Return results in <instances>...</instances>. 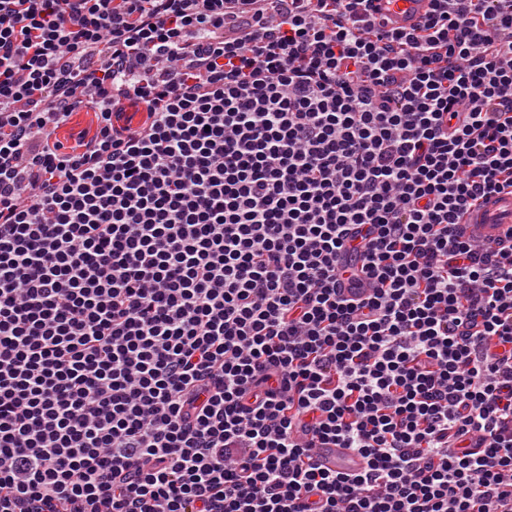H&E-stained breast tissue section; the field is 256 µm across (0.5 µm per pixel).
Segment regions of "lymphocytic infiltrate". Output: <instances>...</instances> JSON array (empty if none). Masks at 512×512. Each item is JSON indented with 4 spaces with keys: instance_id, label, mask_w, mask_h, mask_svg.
Masks as SVG:
<instances>
[{
    "instance_id": "1",
    "label": "lymphocytic infiltrate",
    "mask_w": 512,
    "mask_h": 512,
    "mask_svg": "<svg viewBox=\"0 0 512 512\" xmlns=\"http://www.w3.org/2000/svg\"><path fill=\"white\" fill-rule=\"evenodd\" d=\"M370 3L0 0V512H512V0ZM378 21L387 23L388 29L409 31L426 16L430 10L429 0H374ZM471 224L488 240L504 236L512 224V192L491 196L480 206ZM317 460L324 468L357 473L365 467V460L349 448H320Z\"/></svg>"
}]
</instances>
